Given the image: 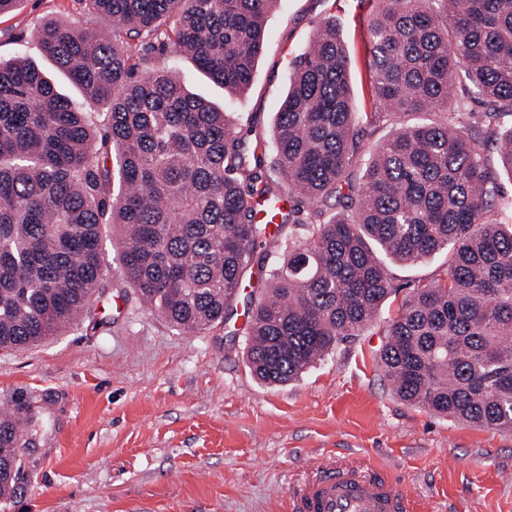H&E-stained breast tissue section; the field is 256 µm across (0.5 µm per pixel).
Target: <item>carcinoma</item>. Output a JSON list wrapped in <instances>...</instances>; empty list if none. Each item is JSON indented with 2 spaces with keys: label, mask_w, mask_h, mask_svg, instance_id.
Instances as JSON below:
<instances>
[{
  "label": "carcinoma",
  "mask_w": 512,
  "mask_h": 512,
  "mask_svg": "<svg viewBox=\"0 0 512 512\" xmlns=\"http://www.w3.org/2000/svg\"><path fill=\"white\" fill-rule=\"evenodd\" d=\"M78 2L111 30L48 20L34 36L83 103L34 63L0 60L1 350L90 317L108 243L147 306L201 333L232 321L247 270L283 242L247 296L246 332L254 374L283 385L379 316L395 290L385 260L445 253V277L386 321L381 366L411 405L512 430V224L498 219L512 211L500 189L512 180V0H377L366 123L431 118L381 141L358 183L364 131L334 21L296 64L268 147L152 53L171 44L244 92L279 0ZM256 197L289 199L272 232L254 221ZM18 416L0 442V504L47 422L34 405Z\"/></svg>",
  "instance_id": "1"
}]
</instances>
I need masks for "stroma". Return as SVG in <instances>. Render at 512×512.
<instances>
[{"label":"stroma","instance_id":"35a3bbf8","mask_svg":"<svg viewBox=\"0 0 512 512\" xmlns=\"http://www.w3.org/2000/svg\"><path fill=\"white\" fill-rule=\"evenodd\" d=\"M375 10V0H281L266 17L252 84L237 96L175 47L161 61L267 140L296 61L329 17L349 47L355 109L370 111L364 34ZM50 19L109 27L78 0H21L0 13V59L26 57L81 101L33 37ZM106 256L112 286L90 319L34 347L0 350V411L34 404L47 415L0 512H289V492L321 465L385 467L422 512H512V431L404 402L378 361L387 319L418 283L444 273L446 255L390 265L397 293L379 318L282 386L251 373L246 315L202 333L175 330L124 286L114 251Z\"/></svg>","mask_w":512,"mask_h":512}]
</instances>
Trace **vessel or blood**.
I'll use <instances>...</instances> for the list:
<instances>
[{
	"label": "vessel or blood",
	"instance_id": "obj_1",
	"mask_svg": "<svg viewBox=\"0 0 512 512\" xmlns=\"http://www.w3.org/2000/svg\"><path fill=\"white\" fill-rule=\"evenodd\" d=\"M290 512H418L417 499L398 493L383 470L321 468L289 497Z\"/></svg>",
	"mask_w": 512,
	"mask_h": 512
}]
</instances>
